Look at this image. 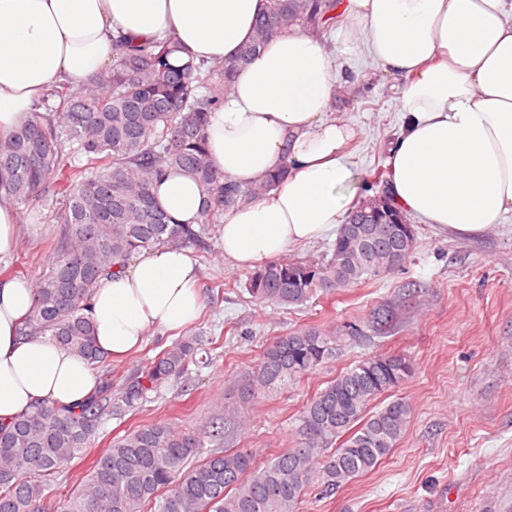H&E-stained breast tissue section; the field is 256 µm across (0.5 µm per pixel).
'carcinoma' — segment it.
Listing matches in <instances>:
<instances>
[{
	"label": "carcinoma",
	"mask_w": 512,
	"mask_h": 512,
	"mask_svg": "<svg viewBox=\"0 0 512 512\" xmlns=\"http://www.w3.org/2000/svg\"><path fill=\"white\" fill-rule=\"evenodd\" d=\"M334 2L267 0L252 40L213 64L177 63L178 46L169 39L136 45L118 39L110 67L78 87H53L41 110L0 138V197L22 204L45 196L58 206L61 224L21 335L46 336L94 366L105 363L87 313L99 281L125 269L141 249H208L227 211L280 183L286 164L247 185L217 169L207 151L209 113L264 44L288 31H322L333 20ZM66 147L85 164L65 161ZM165 167L200 185L198 224L176 223L157 205L153 185ZM393 211L376 195L364 199L339 225L328 259L269 263L248 274L247 293L258 303L301 306L319 292L403 265L417 240L392 223ZM338 340L315 328L275 337L243 389L255 396L313 371L336 354ZM200 350L197 337H182L124 377L118 397L107 382L76 407L43 402L0 424V512H46L57 477L85 453L100 426L142 407L149 393L183 378L190 365L207 363ZM412 371L400 355L358 361L307 400L295 445L262 465L244 449L201 457L205 440H223L221 421L204 432L172 419L140 425L112 441L53 512H295L311 484L329 498L396 447L411 404L403 398L378 409L372 404Z\"/></svg>",
	"instance_id": "cac0c4a2"
}]
</instances>
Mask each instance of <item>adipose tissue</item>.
I'll return each instance as SVG.
<instances>
[{
  "label": "adipose tissue",
  "instance_id": "ef3b65f1",
  "mask_svg": "<svg viewBox=\"0 0 512 512\" xmlns=\"http://www.w3.org/2000/svg\"><path fill=\"white\" fill-rule=\"evenodd\" d=\"M266 0H0V137L30 118L55 85L109 67L113 41L173 40L183 57L212 63L249 42ZM338 46L291 31L242 68L211 112L214 166L247 183L280 165L288 173L258 200L224 215L225 261L254 268L314 243L343 224L356 199L348 145L354 128L330 113L336 51L365 50L403 77L402 130L387 165L392 205L449 232L475 236L512 213V0H336ZM158 205L175 221L200 220L203 193L170 172ZM33 303L23 279H0V423L39 402L72 407L98 375L76 354L19 327ZM204 306L188 250L137 253L102 279L88 315L102 350L122 357L149 331L180 330Z\"/></svg>",
  "mask_w": 512,
  "mask_h": 512
}]
</instances>
